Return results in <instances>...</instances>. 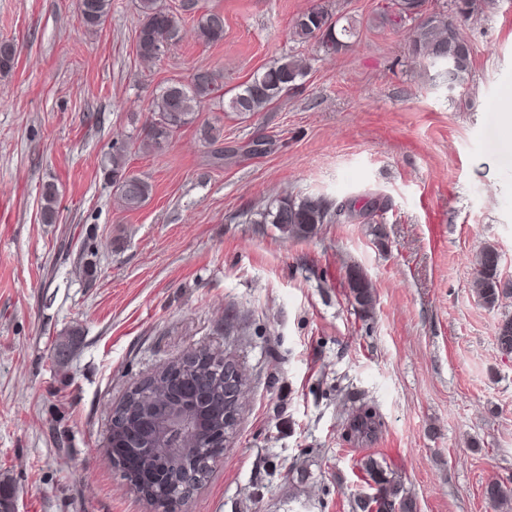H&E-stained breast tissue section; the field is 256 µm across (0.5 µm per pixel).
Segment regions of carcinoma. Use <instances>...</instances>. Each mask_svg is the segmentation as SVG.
Returning <instances> with one entry per match:
<instances>
[{
  "label": "carcinoma",
  "mask_w": 512,
  "mask_h": 512,
  "mask_svg": "<svg viewBox=\"0 0 512 512\" xmlns=\"http://www.w3.org/2000/svg\"><path fill=\"white\" fill-rule=\"evenodd\" d=\"M111 0H79L78 9L84 26L90 30L103 25L109 15ZM182 10L193 15L196 35L205 44L224 40V14L219 11L200 12L195 0L182 3ZM139 26L136 31V48L143 59H156L160 48L176 44L180 40L181 28L178 19L161 0H138ZM375 21L391 26H400L409 21L412 24L409 51L420 60L423 69L434 70L435 76L445 79L453 86H461L469 80L472 69L471 55H460V43L465 37L459 28L448 20V15L432 11L425 20L408 13L404 0H388L381 8ZM293 34L301 42L316 40L324 54L334 56L348 47L349 40L358 34L357 21L341 18L328 5L314 0V3L293 23ZM16 46L11 42H0V73L9 72L15 63ZM458 56L460 60L452 70L440 69L439 56ZM307 74V67L294 56L284 57L274 64L253 74V76L228 98L225 107L243 117H251L265 111L277 101L283 92L297 85ZM220 90L215 74L209 70L195 71L187 83L174 82L159 93L149 109L150 116L138 132L139 148L145 152H163L174 134L186 127L197 124L203 104ZM129 145L124 141L112 142V155L104 168L106 184L112 188L124 210L134 212L141 209L152 195V184L145 178L134 175L128 166ZM42 218L44 223L57 220L58 189L47 183L42 191ZM387 207V200L372 195L361 207L356 201L345 200L335 203L322 196H284L269 207L246 214L250 224H272L289 238H308L315 234L322 224L341 219H360L364 224L373 223L377 212ZM501 256L491 245L483 247L475 257L474 287L477 296L489 308L500 305L502 300L512 297V281L500 276ZM79 267L83 276L91 280L96 276V252L90 247L83 249ZM348 287L359 311L367 315L374 305L372 286L357 267L347 272ZM82 330L71 327L55 349V358L61 362L66 353L73 351L80 343ZM498 342L505 354H512V318L503 320L498 327ZM212 356L200 351L197 363L190 369H182L179 363L170 366V373L164 378L168 386L165 399L155 397L151 392H135L128 402L137 404L138 413L128 420L127 426L113 434L116 444H136L142 448L150 443L152 431L145 429L149 420L162 428L164 412L174 400H189L194 384L203 379L207 382L205 401L197 411L202 419L200 438L204 459L214 460L224 453L222 441L213 433L224 425V405L220 399L221 384L211 376ZM147 468H165L179 463L193 465L191 456L175 457L165 452L142 456ZM376 487V493L362 498L363 512H413L412 500L401 495L395 478L388 476L377 462L366 459L362 462ZM485 496L500 509L512 505V489L500 482L485 487Z\"/></svg>",
  "instance_id": "obj_1"
}]
</instances>
